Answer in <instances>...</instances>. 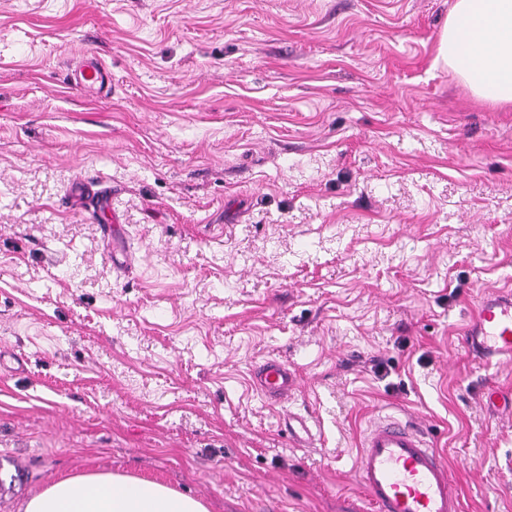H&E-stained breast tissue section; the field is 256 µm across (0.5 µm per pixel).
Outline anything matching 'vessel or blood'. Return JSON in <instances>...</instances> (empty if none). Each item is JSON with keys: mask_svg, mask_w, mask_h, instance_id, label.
<instances>
[{"mask_svg": "<svg viewBox=\"0 0 512 512\" xmlns=\"http://www.w3.org/2000/svg\"><path fill=\"white\" fill-rule=\"evenodd\" d=\"M101 65L82 63L70 77L84 91L103 84ZM464 342L478 357L512 362V292L494 291L482 297ZM254 384L265 397L282 401L293 389L287 366L264 361ZM355 472L376 512H462V501L448 464L430 448L414 423L385 418L371 424L356 456Z\"/></svg>", "mask_w": 512, "mask_h": 512, "instance_id": "1", "label": "vessel or blood"}]
</instances>
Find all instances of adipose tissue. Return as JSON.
Wrapping results in <instances>:
<instances>
[{
  "label": "adipose tissue",
  "mask_w": 512,
  "mask_h": 512,
  "mask_svg": "<svg viewBox=\"0 0 512 512\" xmlns=\"http://www.w3.org/2000/svg\"><path fill=\"white\" fill-rule=\"evenodd\" d=\"M437 63L477 96L512 103V0H456L443 28ZM24 512H208L200 499L156 481L92 473L60 479L26 503Z\"/></svg>",
  "instance_id": "1"
}]
</instances>
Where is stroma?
Returning a JSON list of instances; mask_svg holds the SVG:
<instances>
[{
  "label": "stroma",
  "mask_w": 512,
  "mask_h": 512,
  "mask_svg": "<svg viewBox=\"0 0 512 512\" xmlns=\"http://www.w3.org/2000/svg\"><path fill=\"white\" fill-rule=\"evenodd\" d=\"M454 3L0 0V512L90 472L373 512L387 416L512 512V363L463 343L512 290V105L437 65ZM106 74L102 66L97 62H83L74 74L70 75L71 84L78 90L85 91L101 86L104 83ZM254 384L265 397L282 401L288 398L293 389V378L284 363L267 359L257 368Z\"/></svg>",
  "instance_id": "obj_1"
}]
</instances>
